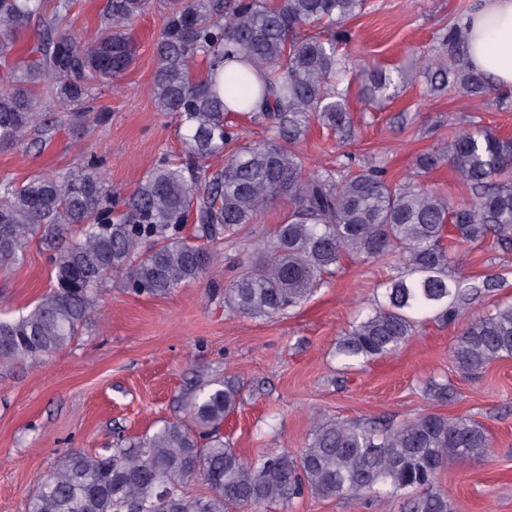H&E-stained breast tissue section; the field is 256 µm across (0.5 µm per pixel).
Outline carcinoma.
Instances as JSON below:
<instances>
[{
  "label": "carcinoma",
  "instance_id": "carcinoma-1",
  "mask_svg": "<svg viewBox=\"0 0 512 512\" xmlns=\"http://www.w3.org/2000/svg\"><path fill=\"white\" fill-rule=\"evenodd\" d=\"M168 2L151 93L181 131L183 153L162 160L123 196L112 192L93 155L63 177L35 175L22 186L0 181V269L20 262L36 236L55 250L53 286L27 313L0 318V364L43 359L68 346L114 277L154 297L198 280L216 261L206 244L254 223L279 199L288 201V216L224 288V309L280 315L305 302L343 255L397 256L406 272L385 284L384 302L336 347L348 365L399 349L417 313L452 320L479 288L498 286L491 276L478 287L448 274L454 255L442 240L448 233L459 248L489 238L512 245L511 138L465 130L445 150L417 156L415 176L398 187L376 168L348 175L309 169L298 150L314 120L342 142L354 137L346 109L351 85L341 79L349 60L339 46L349 40L344 26L365 0ZM146 3L108 0L101 33L86 40L62 27L70 0H59L55 19L42 25L38 80L72 103L89 97L93 81H118L136 60L132 25ZM43 7L44 0H0L1 52L42 21ZM314 27L327 37L303 33ZM441 44L453 64L425 66L429 92L452 87L496 100V88L467 62L465 27H448ZM30 82L12 74L0 86L1 143L24 139L40 123ZM407 82L401 70L376 68L363 75L362 91L390 100ZM232 115L265 121L268 137L239 145L212 169L206 161L239 140ZM444 162L469 200L453 204L416 181ZM189 222L192 238L182 235ZM453 358L464 372L512 358V304L472 320ZM243 389L208 383L187 403V421L118 437L100 451L68 450L37 481L26 512H257L306 492L323 499L378 493L404 499L403 512H449L439 474L490 448L487 431L471 417L428 412L400 424L321 420L298 457L267 448L246 458L221 433ZM425 393L446 402L450 387L431 380ZM193 480L208 493L187 492Z\"/></svg>",
  "mask_w": 512,
  "mask_h": 512
}]
</instances>
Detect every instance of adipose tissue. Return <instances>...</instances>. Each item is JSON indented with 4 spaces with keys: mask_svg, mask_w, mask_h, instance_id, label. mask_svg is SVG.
<instances>
[{
    "mask_svg": "<svg viewBox=\"0 0 512 512\" xmlns=\"http://www.w3.org/2000/svg\"><path fill=\"white\" fill-rule=\"evenodd\" d=\"M469 64L502 90H512V0H479L465 17Z\"/></svg>",
    "mask_w": 512,
    "mask_h": 512,
    "instance_id": "ef3b65f1",
    "label": "adipose tissue"
}]
</instances>
